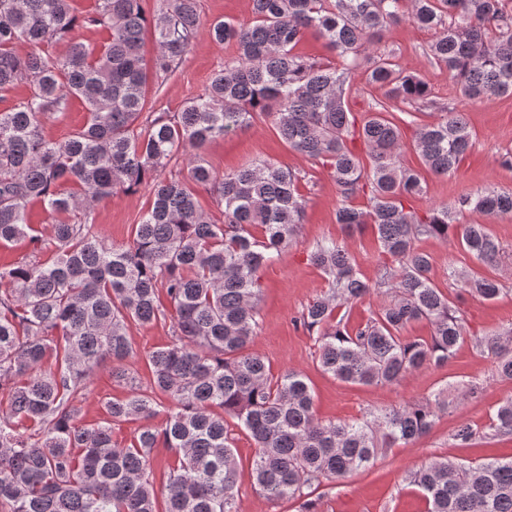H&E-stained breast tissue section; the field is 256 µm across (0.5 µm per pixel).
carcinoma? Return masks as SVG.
Listing matches in <instances>:
<instances>
[{"instance_id": "obj_1", "label": "carcinoma", "mask_w": 512, "mask_h": 512, "mask_svg": "<svg viewBox=\"0 0 512 512\" xmlns=\"http://www.w3.org/2000/svg\"><path fill=\"white\" fill-rule=\"evenodd\" d=\"M96 0L88 24L108 38L97 50L71 36V0H0V92L25 82L29 97L0 111V244L29 238L32 249L0 265V512H237L234 437L225 417L255 443L252 476L269 501L298 500L319 512L313 494L324 478L340 482L378 453L428 434L447 408L439 392L351 423L317 418L315 396L299 371L272 373L249 350L257 327L260 271L299 233L306 201L300 173L253 162L221 174L201 155L205 146L257 117L269 120L288 147L326 170L339 198L335 220L354 233L369 225L381 254L379 284L390 300L366 322L348 327L339 314L372 292L344 246L325 241L310 260L328 292L297 321L316 334L318 363L357 385L395 384L426 365L442 366L465 325L430 278L431 257L414 250L420 234L448 237V207L421 218L405 202L420 195V172L400 161L401 126L388 117L396 103L429 97L427 82L391 53L369 52L393 24L440 33L424 48L471 101L512 93V0H252V20L209 24L211 38L236 54L213 73L204 93L170 114L143 116L153 86L170 77L202 27L198 0ZM312 33L339 59L327 65L297 51ZM155 54L146 59V35ZM68 40L65 57L53 46ZM385 90L367 101L355 125L351 77ZM75 99L84 125L57 142L43 120ZM438 121L417 125L412 147L437 175L455 170L472 146L459 112L440 108ZM367 151L369 166L355 152ZM184 156L187 175L163 171ZM150 186L153 202L130 239L108 242L89 210L119 190ZM210 187L224 214L217 223L199 205ZM370 187L368 205L353 204ZM68 214L48 239L28 235L30 209ZM458 210L512 214V192L460 198ZM484 264L500 246L485 224H465L458 239ZM471 292L492 299L494 281L451 272ZM170 320L172 341L146 354L150 392L128 368L136 355L129 328ZM425 320L430 339L409 340L405 328ZM480 350L497 374L512 380V338L484 336ZM53 367L41 370L47 360ZM127 389L105 402L107 418L80 421L77 397L104 364ZM172 401L159 426L162 398ZM144 420L128 443L113 426ZM489 428L512 435V399ZM173 457L157 491L147 473L155 449ZM428 512H512V458L480 464L433 460L411 473ZM164 508H159V499Z\"/></svg>"}]
</instances>
